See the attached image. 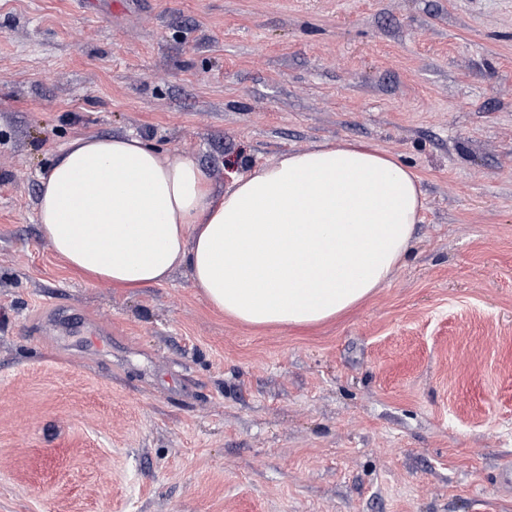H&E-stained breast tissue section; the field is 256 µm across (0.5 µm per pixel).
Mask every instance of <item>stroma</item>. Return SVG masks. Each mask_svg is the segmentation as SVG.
<instances>
[{
    "label": "stroma",
    "instance_id": "1",
    "mask_svg": "<svg viewBox=\"0 0 512 512\" xmlns=\"http://www.w3.org/2000/svg\"><path fill=\"white\" fill-rule=\"evenodd\" d=\"M112 134L219 191L361 142L426 208L362 304L256 328L42 237L56 153ZM510 463L512 0H0V512H512Z\"/></svg>",
    "mask_w": 512,
    "mask_h": 512
}]
</instances>
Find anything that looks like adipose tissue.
Wrapping results in <instances>:
<instances>
[{
  "instance_id": "obj_1",
  "label": "adipose tissue",
  "mask_w": 512,
  "mask_h": 512,
  "mask_svg": "<svg viewBox=\"0 0 512 512\" xmlns=\"http://www.w3.org/2000/svg\"><path fill=\"white\" fill-rule=\"evenodd\" d=\"M417 177L344 141L285 155L216 193L189 154L79 136L42 179L38 224L69 268L145 288L187 267L201 298L253 327L306 328L357 306L406 256Z\"/></svg>"
}]
</instances>
